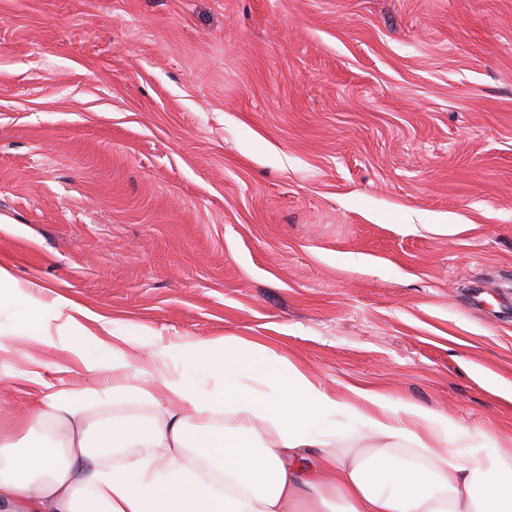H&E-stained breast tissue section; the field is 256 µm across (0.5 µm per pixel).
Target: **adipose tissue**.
<instances>
[{
  "mask_svg": "<svg viewBox=\"0 0 512 512\" xmlns=\"http://www.w3.org/2000/svg\"><path fill=\"white\" fill-rule=\"evenodd\" d=\"M3 300L28 306L23 338H59L87 373L111 376L113 402L158 415L115 417L92 436L98 388L42 384L19 423L53 434L0 436V512H512V448L453 433L446 411L360 386L337 395L258 342L172 345L189 376L135 365L129 336L91 360L99 337L79 304L35 300L0 267ZM222 412L230 422L209 424Z\"/></svg>",
  "mask_w": 512,
  "mask_h": 512,
  "instance_id": "ef3b65f1",
  "label": "adipose tissue"
}]
</instances>
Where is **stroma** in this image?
Instances as JSON below:
<instances>
[{
  "mask_svg": "<svg viewBox=\"0 0 512 512\" xmlns=\"http://www.w3.org/2000/svg\"><path fill=\"white\" fill-rule=\"evenodd\" d=\"M1 266L512 439V0H0ZM90 380L18 344L0 430Z\"/></svg>",
  "mask_w": 512,
  "mask_h": 512,
  "instance_id": "35a3bbf8",
  "label": "stroma"
}]
</instances>
